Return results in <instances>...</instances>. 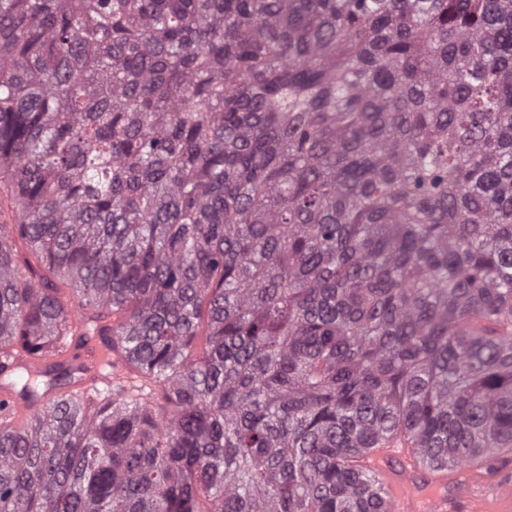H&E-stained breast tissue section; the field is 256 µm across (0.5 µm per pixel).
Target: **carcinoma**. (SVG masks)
Listing matches in <instances>:
<instances>
[{"mask_svg":"<svg viewBox=\"0 0 512 512\" xmlns=\"http://www.w3.org/2000/svg\"><path fill=\"white\" fill-rule=\"evenodd\" d=\"M0 213V512H390L389 442L512 454V0H0ZM59 361H67L80 368L83 380H85L86 378L100 377L102 369L112 368V352L103 346H97L92 353L86 349L83 351L66 350L36 364L34 369L43 372L48 369L50 364Z\"/></svg>","mask_w":512,"mask_h":512,"instance_id":"1","label":"carcinoma"}]
</instances>
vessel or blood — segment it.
Segmentation results:
<instances>
[{
    "mask_svg": "<svg viewBox=\"0 0 512 512\" xmlns=\"http://www.w3.org/2000/svg\"><path fill=\"white\" fill-rule=\"evenodd\" d=\"M58 358L73 363L86 378L112 365L111 351L102 346L91 352L66 350ZM362 463L381 476L392 512H512V462L506 460L497 462L493 483L476 464L426 472L403 448L380 449Z\"/></svg>",
    "mask_w": 512,
    "mask_h": 512,
    "instance_id": "obj_1",
    "label": "vessel or blood"
}]
</instances>
